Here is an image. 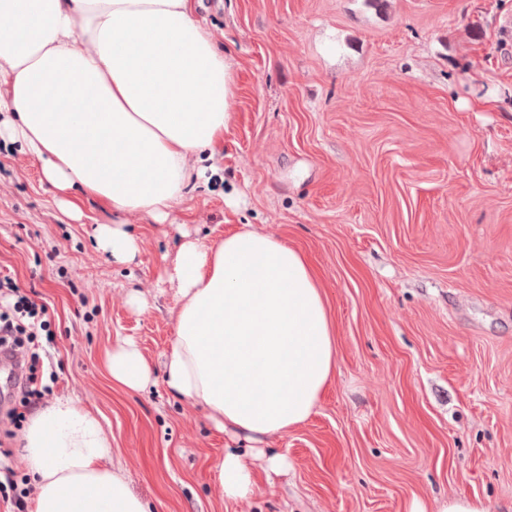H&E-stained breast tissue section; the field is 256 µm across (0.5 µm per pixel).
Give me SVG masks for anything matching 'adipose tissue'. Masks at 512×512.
<instances>
[{"mask_svg": "<svg viewBox=\"0 0 512 512\" xmlns=\"http://www.w3.org/2000/svg\"><path fill=\"white\" fill-rule=\"evenodd\" d=\"M0 124L42 163L75 207L92 197L113 215L166 219L196 162L224 147L233 65L199 20L196 0H0ZM177 286L164 382L235 436L285 434L313 414L338 361L322 285L281 237L240 230L184 241L168 273ZM113 384L140 390L152 370L130 341L105 361ZM21 461L32 512H149L111 458L99 417L68 397L27 419ZM227 498L256 486L247 453L226 450Z\"/></svg>", "mask_w": 512, "mask_h": 512, "instance_id": "adipose-tissue-1", "label": "adipose tissue"}]
</instances>
